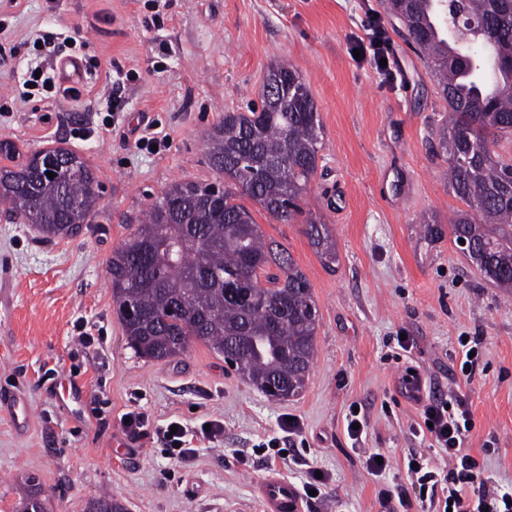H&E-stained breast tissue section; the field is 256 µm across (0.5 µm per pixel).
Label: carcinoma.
<instances>
[{
    "label": "carcinoma",
    "mask_w": 512,
    "mask_h": 512,
    "mask_svg": "<svg viewBox=\"0 0 512 512\" xmlns=\"http://www.w3.org/2000/svg\"><path fill=\"white\" fill-rule=\"evenodd\" d=\"M406 40L433 63L449 122L438 131L448 181L464 208L448 219L455 243L484 277L512 291V161L493 154L512 131V0H388ZM261 107L226 112L211 137L209 165L224 182H176L148 207L112 254V300L136 355L164 360L199 341L232 351L237 372L270 397L305 387L315 351L312 287L290 253L266 239L247 197L284 224L317 167L322 125L300 71L268 67ZM55 173L49 178L46 172ZM95 177L76 154L44 150L18 170L0 168V207L39 228L42 239L73 235L98 206ZM321 263H338L328 225L306 217ZM138 316L126 315L127 305ZM85 512H124L104 493Z\"/></svg>",
    "instance_id": "carcinoma-1"
}]
</instances>
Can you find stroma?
Masks as SVG:
<instances>
[{"label":"stroma","mask_w":512,"mask_h":512,"mask_svg":"<svg viewBox=\"0 0 512 512\" xmlns=\"http://www.w3.org/2000/svg\"><path fill=\"white\" fill-rule=\"evenodd\" d=\"M372 17L388 34L391 80L353 55ZM399 27L387 0H0V167L62 147L90 167L100 194L81 231L52 242L0 213V512L33 492L47 512H84L105 491L127 512H261L255 486L267 472L300 486L314 468L329 481L305 512H403L395 500L382 506L379 491L410 490L411 456L447 458L412 430L420 407L402 387L409 367L424 396L465 402L467 447L499 492L512 490V294L487 281L450 233L423 232L427 220L447 225L460 203L447 158L432 148L448 106ZM44 31L64 33L62 55L98 76L131 74L111 128L98 124V76L74 77L76 101L19 98ZM281 60L298 67L320 115V159L300 205L330 225L339 261L321 264L303 221L283 224L250 204L266 238L306 275L318 310L306 387L278 401L200 342L168 360L135 355L108 265L172 183L215 181L209 134L225 111L260 106L264 75ZM149 129L168 139L159 152L136 145ZM81 327L91 348L77 340ZM463 334L481 342L470 382L456 354ZM17 400L30 408L21 426ZM354 406L366 419L356 443L346 431ZM130 411L145 436L126 431ZM288 414L300 435L282 431ZM211 420L223 425L214 439L200 432ZM172 421L194 433L189 458L169 456L153 437ZM378 452L390 468L373 476L365 461Z\"/></svg>","instance_id":"35a3bbf8"}]
</instances>
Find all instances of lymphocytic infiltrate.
<instances>
[{
	"instance_id": "obj_1",
	"label": "lymphocytic infiltrate",
	"mask_w": 512,
	"mask_h": 512,
	"mask_svg": "<svg viewBox=\"0 0 512 512\" xmlns=\"http://www.w3.org/2000/svg\"><path fill=\"white\" fill-rule=\"evenodd\" d=\"M76 65V60L59 59L42 69L28 66L22 87L27 92L38 89L54 96L79 98L80 90L68 79L69 69ZM471 429L470 413L461 403L442 398L422 403L415 430L430 447L447 450L448 464L430 466L419 460L408 466L418 495L413 500L401 498V506L414 501L420 512H512V492L502 494L489 488L478 461L465 446Z\"/></svg>"
}]
</instances>
